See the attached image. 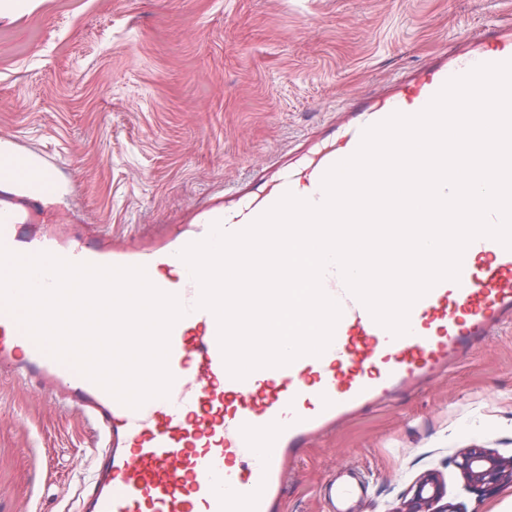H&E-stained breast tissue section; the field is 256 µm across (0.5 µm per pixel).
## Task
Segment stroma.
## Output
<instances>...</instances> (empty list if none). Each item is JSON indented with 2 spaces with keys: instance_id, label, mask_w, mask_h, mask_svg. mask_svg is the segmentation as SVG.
<instances>
[{
  "instance_id": "35a3bbf8",
  "label": "stroma",
  "mask_w": 512,
  "mask_h": 512,
  "mask_svg": "<svg viewBox=\"0 0 512 512\" xmlns=\"http://www.w3.org/2000/svg\"><path fill=\"white\" fill-rule=\"evenodd\" d=\"M512 19V0H40L0 19V141L47 159L57 199L9 194L28 238L115 229L120 243L194 224L253 175L274 179L348 103ZM512 457V331L449 372L360 412L305 449L285 512H327L324 488L357 470L356 512H395L423 473L461 512H505L468 493L455 458ZM95 458L90 429L38 386L0 377V512H75Z\"/></svg>"
}]
</instances>
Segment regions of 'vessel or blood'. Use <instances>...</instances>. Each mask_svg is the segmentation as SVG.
<instances>
[{"label":"vessel or blood","mask_w":512,"mask_h":512,"mask_svg":"<svg viewBox=\"0 0 512 512\" xmlns=\"http://www.w3.org/2000/svg\"><path fill=\"white\" fill-rule=\"evenodd\" d=\"M509 60L512 24L484 29L466 50L353 99L345 125L329 127L300 164L279 166L272 186L241 189L234 211L209 204L200 223L176 226L148 246L105 247L79 235L67 242L52 236L23 240L18 225L0 224V243L18 254L144 267L149 280L176 295L186 310L170 333L169 394L137 409L42 351L0 310V373L44 388L94 433L96 461L77 512H283L288 464L315 436L421 384L512 322V250L488 237L468 245L458 280L437 283L413 304L409 331L398 337L375 322L331 265L321 284L341 317L329 347L236 379L224 363L217 319L198 307L200 285L179 256L188 244L206 239L213 224L230 233L244 230L285 193L322 203L325 173L357 151L365 129L397 112L417 114L449 79ZM363 489L352 472L333 480L329 512H355Z\"/></svg>","instance_id":"b4317fda"}]
</instances>
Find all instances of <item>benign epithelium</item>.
Returning <instances> with one entry per match:
<instances>
[{
  "label": "benign epithelium",
  "instance_id": "1",
  "mask_svg": "<svg viewBox=\"0 0 512 512\" xmlns=\"http://www.w3.org/2000/svg\"><path fill=\"white\" fill-rule=\"evenodd\" d=\"M455 466L467 491L479 498H491L512 484V458L500 457L488 448L467 449L456 458ZM396 512H459V509L448 501L440 475L428 472L414 481Z\"/></svg>",
  "mask_w": 512,
  "mask_h": 512
}]
</instances>
